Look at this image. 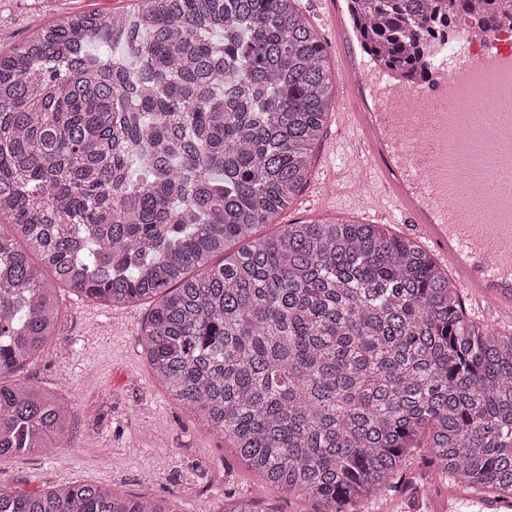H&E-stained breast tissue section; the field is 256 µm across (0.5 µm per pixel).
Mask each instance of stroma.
<instances>
[{
  "mask_svg": "<svg viewBox=\"0 0 512 512\" xmlns=\"http://www.w3.org/2000/svg\"><path fill=\"white\" fill-rule=\"evenodd\" d=\"M140 0H0V52L58 15L126 11ZM320 218L364 221L363 212L328 198L295 197L279 223ZM58 332L20 377L70 407L65 448L0 459V486L35 491L81 482L141 497H174L180 512H221L225 494L254 497L279 512H313L260 488L234 449L161 388L145 359L144 303L112 307L67 286L56 289Z\"/></svg>",
  "mask_w": 512,
  "mask_h": 512,
  "instance_id": "obj_1",
  "label": "stroma"
}]
</instances>
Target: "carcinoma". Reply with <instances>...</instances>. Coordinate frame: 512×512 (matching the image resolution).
Instances as JSON below:
<instances>
[{
    "mask_svg": "<svg viewBox=\"0 0 512 512\" xmlns=\"http://www.w3.org/2000/svg\"><path fill=\"white\" fill-rule=\"evenodd\" d=\"M503 2L351 0L350 14L365 53L413 82L460 18L512 20ZM332 94L295 0H143L0 53V457L66 442L68 403L10 379L55 336L64 284L150 302L155 380L316 512L428 478L512 498V332L467 315L444 262L382 224L254 236L307 185ZM422 446L429 471L409 477ZM0 512L178 510L73 483L0 488Z\"/></svg>",
    "mask_w": 512,
    "mask_h": 512,
    "instance_id": "carcinoma-1",
    "label": "carcinoma"
}]
</instances>
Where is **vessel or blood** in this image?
<instances>
[{
	"mask_svg": "<svg viewBox=\"0 0 512 512\" xmlns=\"http://www.w3.org/2000/svg\"><path fill=\"white\" fill-rule=\"evenodd\" d=\"M326 5L346 93L336 105V142L348 147L336 181L349 170L366 172L357 208L381 224L410 225L448 262L467 298L512 319V191L488 202L469 179L486 163L483 137L495 142L496 171L512 175V138L501 135L512 128V38L499 35L480 51L449 47L455 62L440 86L409 91L357 59L340 0ZM419 101L428 111H415ZM455 194L469 197V207L451 204ZM469 498L460 482L444 495L428 485L412 512H449Z\"/></svg>",
	"mask_w": 512,
	"mask_h": 512,
	"instance_id": "obj_1",
	"label": "vessel or blood"
}]
</instances>
